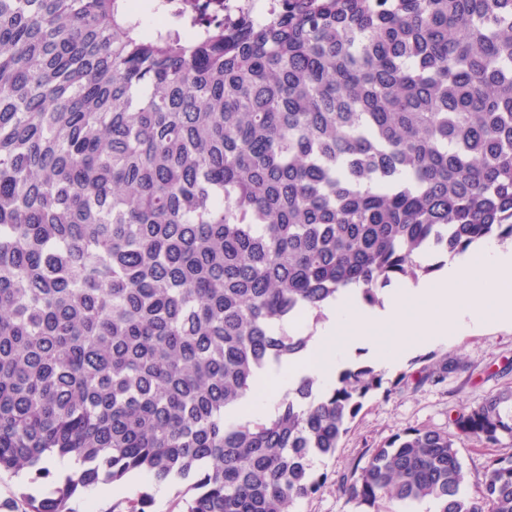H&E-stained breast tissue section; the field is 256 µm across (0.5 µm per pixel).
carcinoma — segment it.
Listing matches in <instances>:
<instances>
[{
	"instance_id": "cac0c4a2",
	"label": "carcinoma",
	"mask_w": 512,
	"mask_h": 512,
	"mask_svg": "<svg viewBox=\"0 0 512 512\" xmlns=\"http://www.w3.org/2000/svg\"><path fill=\"white\" fill-rule=\"evenodd\" d=\"M194 4L0 0V472L188 480L186 512H288L317 493L383 374L302 377L230 421L256 376L308 350L298 317L430 273L426 249L512 242V0ZM374 449L340 490L363 512L432 500L512 512V389ZM460 448V455L465 469L471 475V481L468 486L470 494L475 493L474 477L481 472L488 453L508 456L512 455V438L504 436L501 443L495 448H483L477 442L465 441L458 444Z\"/></svg>"
}]
</instances>
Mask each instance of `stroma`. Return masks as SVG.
I'll use <instances>...</instances> for the list:
<instances>
[{
	"label": "stroma",
	"mask_w": 512,
	"mask_h": 512,
	"mask_svg": "<svg viewBox=\"0 0 512 512\" xmlns=\"http://www.w3.org/2000/svg\"><path fill=\"white\" fill-rule=\"evenodd\" d=\"M447 358L460 369L440 383L427 380L435 361ZM385 381L404 378L405 387L392 394L378 393L365 402L335 453L316 459L314 470L327 476L316 494L294 501L290 512H359L339 491L341 479L364 466L374 448L410 428L445 430L450 417L480 404L487 396L512 388V324L489 323L448 341L411 351L398 363L383 367ZM49 477L34 473L0 472V512H24L25 496H51L66 474L55 460L45 462ZM186 486L155 483L132 475L121 495L101 493L99 486L80 489L70 502L73 512H110L126 500L151 494L149 512H181Z\"/></svg>",
	"instance_id": "1"
}]
</instances>
